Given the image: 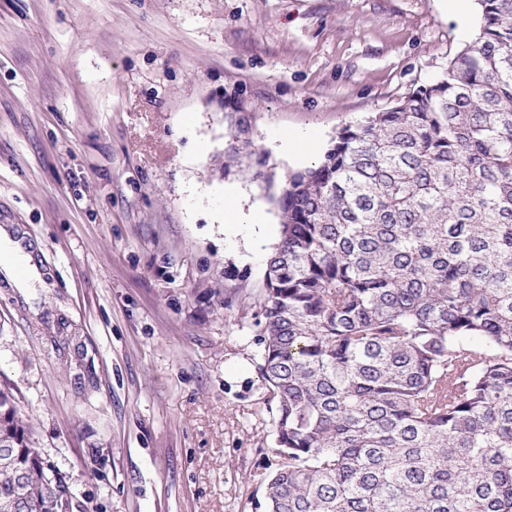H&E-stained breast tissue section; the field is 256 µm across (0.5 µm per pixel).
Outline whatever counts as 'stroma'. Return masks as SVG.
<instances>
[{
    "mask_svg": "<svg viewBox=\"0 0 512 512\" xmlns=\"http://www.w3.org/2000/svg\"><path fill=\"white\" fill-rule=\"evenodd\" d=\"M442 0H0V225L48 273L0 286V388L80 512H265L260 292L278 208L218 160L233 121L278 172L445 75ZM314 142L281 155L276 138ZM238 200H225V184ZM259 205L263 235L215 216Z\"/></svg>",
    "mask_w": 512,
    "mask_h": 512,
    "instance_id": "1",
    "label": "stroma"
}]
</instances>
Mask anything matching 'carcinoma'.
<instances>
[{"label": "carcinoma", "instance_id": "carcinoma-1", "mask_svg": "<svg viewBox=\"0 0 512 512\" xmlns=\"http://www.w3.org/2000/svg\"><path fill=\"white\" fill-rule=\"evenodd\" d=\"M446 75L280 175L236 122L224 174L279 187L258 370L267 512H512V0ZM0 388V512H73Z\"/></svg>", "mask_w": 512, "mask_h": 512}]
</instances>
